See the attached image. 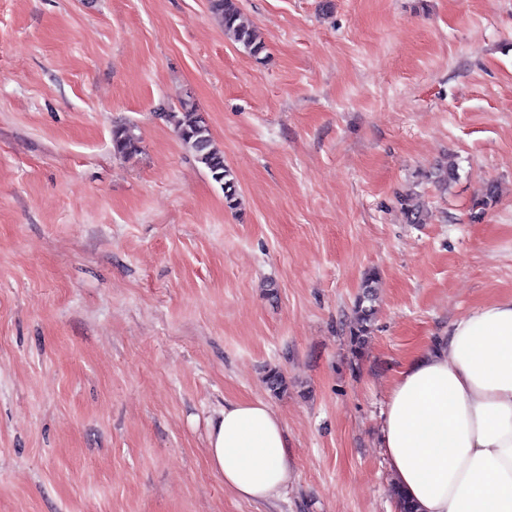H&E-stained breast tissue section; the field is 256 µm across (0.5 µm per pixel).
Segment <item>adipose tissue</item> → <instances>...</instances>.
<instances>
[{"label":"adipose tissue","mask_w":512,"mask_h":512,"mask_svg":"<svg viewBox=\"0 0 512 512\" xmlns=\"http://www.w3.org/2000/svg\"><path fill=\"white\" fill-rule=\"evenodd\" d=\"M207 441L211 470L240 500H278L296 479L284 424L263 401L226 403ZM380 443L418 512H512V295L476 306L408 359Z\"/></svg>","instance_id":"adipose-tissue-1"}]
</instances>
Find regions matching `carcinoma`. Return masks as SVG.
<instances>
[{
	"mask_svg": "<svg viewBox=\"0 0 512 512\" xmlns=\"http://www.w3.org/2000/svg\"><path fill=\"white\" fill-rule=\"evenodd\" d=\"M210 13L219 20L224 33L239 43L250 56L259 59L266 51V45L254 25L245 17L238 0H209ZM163 116L175 125L182 145L190 151L224 191L225 205L235 209L239 205V191L231 169L224 162V151L214 142L205 118L199 113L191 99L180 102L177 112H165ZM139 151L138 138L131 127L116 125L112 129V152L119 157H131ZM456 179V165L443 158L421 179L408 185L399 195V203L409 224H426L431 218L430 202L419 191L421 182L431 183L441 194L448 193V186ZM379 277L374 271L364 279L361 294L355 300L354 318L348 327V344L351 354L358 356L363 350L371 332L378 301ZM268 389L277 395L288 391L285 376L271 368L265 376Z\"/></svg>",
	"mask_w": 512,
	"mask_h": 512,
	"instance_id": "obj_1",
	"label": "carcinoma"
}]
</instances>
